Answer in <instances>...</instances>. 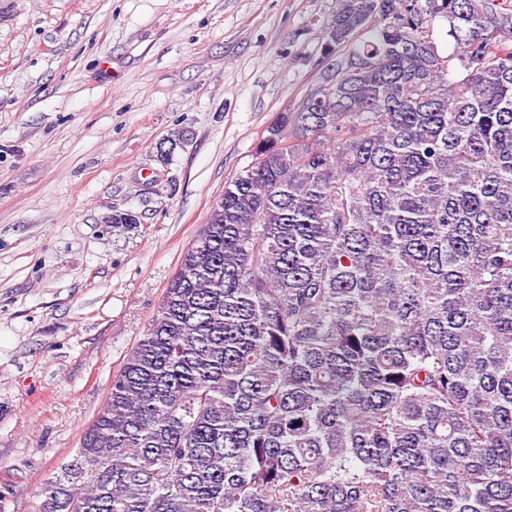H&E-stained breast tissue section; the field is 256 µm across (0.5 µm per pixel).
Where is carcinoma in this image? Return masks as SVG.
Masks as SVG:
<instances>
[{
    "mask_svg": "<svg viewBox=\"0 0 512 512\" xmlns=\"http://www.w3.org/2000/svg\"><path fill=\"white\" fill-rule=\"evenodd\" d=\"M337 2L40 512H512V0Z\"/></svg>",
    "mask_w": 512,
    "mask_h": 512,
    "instance_id": "obj_1",
    "label": "carcinoma"
}]
</instances>
